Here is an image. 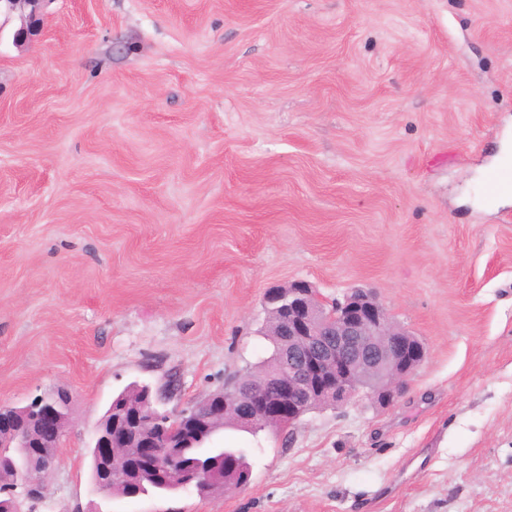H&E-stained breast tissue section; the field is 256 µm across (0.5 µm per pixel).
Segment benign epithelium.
Returning a JSON list of instances; mask_svg holds the SVG:
<instances>
[{
	"label": "benign epithelium",
	"instance_id": "1",
	"mask_svg": "<svg viewBox=\"0 0 512 512\" xmlns=\"http://www.w3.org/2000/svg\"><path fill=\"white\" fill-rule=\"evenodd\" d=\"M46 0H0V15H18L21 25L16 41L38 35ZM264 302H276L283 311V333L293 341L285 365L288 379L266 394L264 386L250 391L249 421L279 418L292 425L310 403L341 406L367 398L377 404L395 403L409 379L423 363L426 346L416 340L417 357L410 355L412 332L400 326L378 296L355 289L343 299L325 302L318 289L305 280L271 288ZM178 391L170 379L155 392H147L140 409L114 402L93 435V458L99 468L98 481L112 484V460L116 449L139 439L140 460L151 471L178 483L184 489L201 487L211 478L192 467L162 464L164 448H182L191 435L209 433L210 421L224 416L234 394L205 397L202 404L182 408L177 415L159 409ZM69 407L65 391L31 396L22 406H0V433L18 449L16 478L1 482L0 512H20L18 498L35 503L44 500L45 479L53 471L57 449L69 423L63 408Z\"/></svg>",
	"mask_w": 512,
	"mask_h": 512
}]
</instances>
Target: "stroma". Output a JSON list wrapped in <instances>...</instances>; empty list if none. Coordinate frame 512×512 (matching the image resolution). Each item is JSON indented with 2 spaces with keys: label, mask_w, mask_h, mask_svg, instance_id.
Returning a JSON list of instances; mask_svg holds the SVG:
<instances>
[{
  "label": "stroma",
  "mask_w": 512,
  "mask_h": 512,
  "mask_svg": "<svg viewBox=\"0 0 512 512\" xmlns=\"http://www.w3.org/2000/svg\"><path fill=\"white\" fill-rule=\"evenodd\" d=\"M0 23V405L66 390L36 512H512V0H46ZM375 291L399 400L224 431L245 487L94 491L131 383L173 406L271 352L264 295ZM46 0H0V17L6 19L18 13L21 25L16 41L22 42L38 35L43 23V4ZM485 191L490 197L498 194H511V172L496 167L489 169L485 176Z\"/></svg>",
  "instance_id": "stroma-1"
}]
</instances>
